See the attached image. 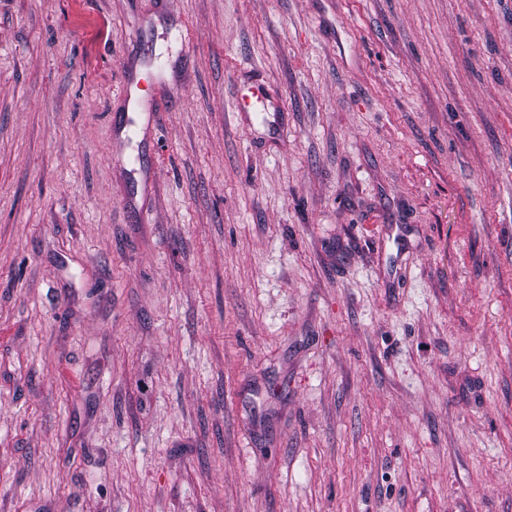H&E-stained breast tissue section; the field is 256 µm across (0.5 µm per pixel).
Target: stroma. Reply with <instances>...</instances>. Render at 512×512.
<instances>
[{
    "mask_svg": "<svg viewBox=\"0 0 512 512\" xmlns=\"http://www.w3.org/2000/svg\"><path fill=\"white\" fill-rule=\"evenodd\" d=\"M0 512H512V0H0ZM122 94L123 97H126L128 102L131 103V111L140 112L135 114H137V116L144 121L146 129H154L159 125L160 112L156 106H147L145 103V97L132 93L127 89V87L122 89Z\"/></svg>",
    "mask_w": 512,
    "mask_h": 512,
    "instance_id": "35a3bbf8",
    "label": "stroma"
}]
</instances>
